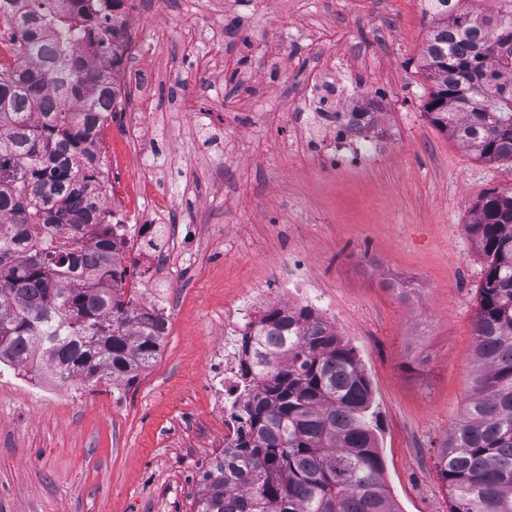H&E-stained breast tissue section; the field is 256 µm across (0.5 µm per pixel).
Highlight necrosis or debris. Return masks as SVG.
Listing matches in <instances>:
<instances>
[{
    "mask_svg": "<svg viewBox=\"0 0 512 512\" xmlns=\"http://www.w3.org/2000/svg\"><path fill=\"white\" fill-rule=\"evenodd\" d=\"M315 114L318 134L307 147L320 155L322 169L335 173L345 165L364 161L370 157V149L378 132L376 125L367 122L357 109L340 104L335 85H326L316 101ZM96 188L101 201L110 210L109 223L86 226L88 246H95L102 238L116 242L113 252L116 263L128 257H146L153 272L172 267L174 261H187L190 251L176 224L157 227L152 216L166 211L162 202H140L122 195L112 187V174L108 166H101ZM326 310L325 300L307 283L299 255H291L288 273L279 277L276 287L264 284L250 288L247 295L224 314V338L248 331L255 324L259 311L271 307L297 306ZM239 359L233 349L215 352L205 368L206 388L214 402L222 403L224 412V435L234 439L238 421L235 417L239 402L243 399Z\"/></svg>",
    "mask_w": 512,
    "mask_h": 512,
    "instance_id": "4bbe7bcc",
    "label": "necrosis or debris"
}]
</instances>
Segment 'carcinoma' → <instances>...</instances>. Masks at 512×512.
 <instances>
[{
    "instance_id": "cac0c4a2",
    "label": "carcinoma",
    "mask_w": 512,
    "mask_h": 512,
    "mask_svg": "<svg viewBox=\"0 0 512 512\" xmlns=\"http://www.w3.org/2000/svg\"><path fill=\"white\" fill-rule=\"evenodd\" d=\"M430 121L488 161H512V0L493 14L427 0ZM0 364L43 361L60 385L151 367L167 326L112 287L83 225L106 223L89 187L100 114L121 98L78 52L128 42L104 0H0ZM466 233L486 260L469 397L435 468L450 512H512V195L490 192ZM245 400L232 444L209 463L196 512H396L383 482L370 382L314 310L272 308L241 342Z\"/></svg>"
}]
</instances>
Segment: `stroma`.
Instances as JSON below:
<instances>
[{"label": "stroma", "mask_w": 512, "mask_h": 512, "mask_svg": "<svg viewBox=\"0 0 512 512\" xmlns=\"http://www.w3.org/2000/svg\"><path fill=\"white\" fill-rule=\"evenodd\" d=\"M123 14L113 179L169 201L158 221L182 225L195 263L138 294L170 317L136 380L0 372V512H194L224 448L204 375L224 310L287 272L293 246L371 382L399 512H450L435 462L467 402L485 262L465 226L481 197L512 191V162L429 121L430 18L418 0H124ZM327 77L356 106L381 94L378 121L397 136L333 175L306 148Z\"/></svg>", "instance_id": "35a3bbf8"}]
</instances>
